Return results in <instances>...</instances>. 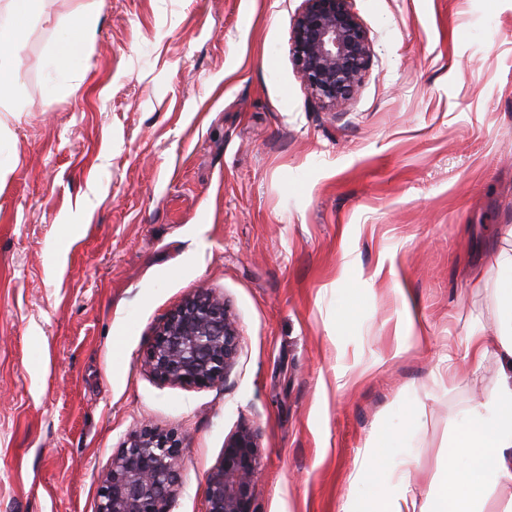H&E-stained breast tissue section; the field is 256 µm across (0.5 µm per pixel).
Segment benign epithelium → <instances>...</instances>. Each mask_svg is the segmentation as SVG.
Instances as JSON below:
<instances>
[{
    "mask_svg": "<svg viewBox=\"0 0 512 512\" xmlns=\"http://www.w3.org/2000/svg\"><path fill=\"white\" fill-rule=\"evenodd\" d=\"M292 59L310 96L336 111L361 83L373 45L351 0H304L294 19ZM238 331L224 300L202 289L156 327L144 357L159 381L210 388L224 381ZM258 436L241 426L224 441L205 491V512H258ZM182 439L150 425L133 430L101 482L97 512H172L181 485Z\"/></svg>",
    "mask_w": 512,
    "mask_h": 512,
    "instance_id": "benign-epithelium-1",
    "label": "benign epithelium"
}]
</instances>
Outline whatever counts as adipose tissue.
I'll return each instance as SVG.
<instances>
[{"label": "adipose tissue", "mask_w": 512, "mask_h": 512, "mask_svg": "<svg viewBox=\"0 0 512 512\" xmlns=\"http://www.w3.org/2000/svg\"><path fill=\"white\" fill-rule=\"evenodd\" d=\"M44 0H7V20L0 21V133L7 119L19 112L14 93L26 46L25 22L40 17ZM499 271L500 317L497 336L472 335L465 355L479 362L496 349L500 371L495 391L482 402L466 407L462 421L469 429L448 452V473L455 480L452 498L462 512H512V498L495 505L497 487L512 484V253L496 257Z\"/></svg>", "instance_id": "1"}]
</instances>
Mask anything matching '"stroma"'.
Wrapping results in <instances>:
<instances>
[{
  "label": "stroma",
  "mask_w": 512,
  "mask_h": 512,
  "mask_svg": "<svg viewBox=\"0 0 512 512\" xmlns=\"http://www.w3.org/2000/svg\"><path fill=\"white\" fill-rule=\"evenodd\" d=\"M302 0H48L0 138V512H96L138 423L183 438L173 512H204L241 425L258 512H341L408 462L444 512L461 408L494 388L512 250V0H352L373 57L337 112L292 61ZM97 17L86 52L54 40ZM228 304L222 384L144 353L199 288Z\"/></svg>",
  "instance_id": "1"
}]
</instances>
